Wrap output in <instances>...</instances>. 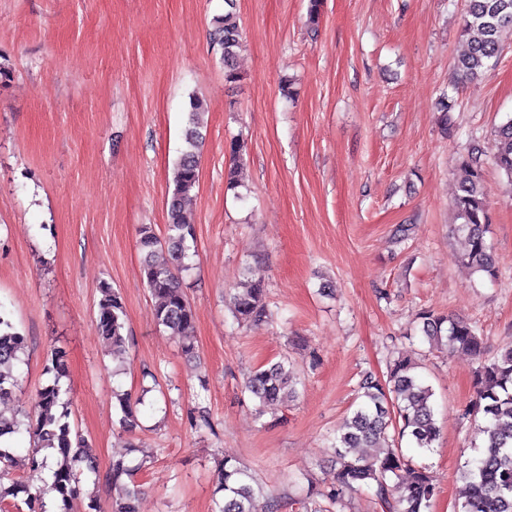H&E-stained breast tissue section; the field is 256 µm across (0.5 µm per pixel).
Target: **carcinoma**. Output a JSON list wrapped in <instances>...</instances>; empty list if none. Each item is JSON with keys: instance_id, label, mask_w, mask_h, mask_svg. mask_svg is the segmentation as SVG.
<instances>
[{"instance_id": "carcinoma-1", "label": "carcinoma", "mask_w": 512, "mask_h": 512, "mask_svg": "<svg viewBox=\"0 0 512 512\" xmlns=\"http://www.w3.org/2000/svg\"><path fill=\"white\" fill-rule=\"evenodd\" d=\"M212 26L211 41L221 52L224 82L236 85L243 80L237 64L243 43L237 0H224V13L213 18ZM506 27L512 28V0H466L460 30L462 51L454 62L457 81L473 80L493 65L501 49L500 33ZM438 105L442 112L441 130L446 135L451 130L448 113L454 110L455 100L444 93ZM210 111L208 103L195 95L189 97L183 144L174 161L172 188L168 191L166 234L161 237L152 225L144 224L137 240L143 280L157 300L155 321L172 335L182 337V350L187 355L195 349L192 336L195 311L182 289L179 273L189 270L186 259L196 240L195 227L187 218L186 208L199 182L200 154L206 138L204 115ZM245 150L244 138L238 136L230 141L229 190L239 186L236 170ZM493 164L512 180V119L498 128ZM459 168L461 178L453 196V208L458 220L455 231L465 246L460 261L493 282L498 278V268L488 239L490 187L484 166L480 157L471 152L459 157ZM264 292L261 281H244L232 296L233 314L238 322L263 321ZM100 294L98 332L112 347V358L122 359L129 346V336L124 334L123 298L107 284L100 286ZM417 321L421 336L430 346L450 353L466 352L479 361L473 409L466 410L465 415L482 418L478 425L482 450L463 466L461 479L466 482V496L460 512H512V348L489 360L484 357L483 341L473 323L431 310L419 312ZM25 345V337L0 308V398L18 386L14 367ZM66 369L65 352L51 348L43 369L51 381L38 392L33 411L20 419L0 415V439L25 432L33 442L23 460L19 459L16 447L0 443V502L25 494L26 509L17 512H49L41 495L11 480L20 460L33 471H50L51 489L64 502L82 492L80 465H85L92 475H98L94 461L82 455L80 436L72 434L68 422L69 406L61 398L60 386ZM296 385L293 369L288 362L280 360L253 371L244 389L264 407L285 396L293 397ZM117 401L120 427L131 432L137 426L131 396L119 394ZM404 437L412 447L429 451L439 438V428L432 388L415 372L414 362L401 358L390 366L385 381L370 375L360 380L354 409L344 419L334 442L333 485L320 496L334 506L345 491L374 485L385 512H431L437 495L436 484L426 467L415 464L395 444V439ZM151 462L152 456L145 451L133 466L122 456L112 460L107 478L112 484L122 486V496L115 501L113 512H138L136 502L142 489L136 475ZM214 494L212 512H277L272 500L259 505L260 489L254 475L228 457L217 474Z\"/></svg>"}]
</instances>
